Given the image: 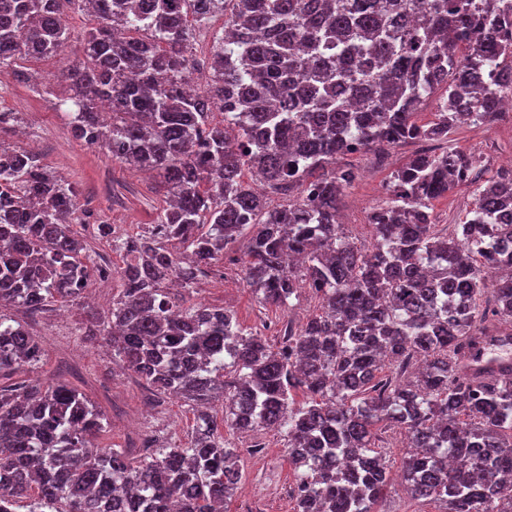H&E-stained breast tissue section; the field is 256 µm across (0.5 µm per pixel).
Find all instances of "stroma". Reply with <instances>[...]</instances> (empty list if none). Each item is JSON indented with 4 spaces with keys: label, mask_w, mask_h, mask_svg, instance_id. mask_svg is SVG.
Here are the masks:
<instances>
[{
    "label": "stroma",
    "mask_w": 512,
    "mask_h": 512,
    "mask_svg": "<svg viewBox=\"0 0 512 512\" xmlns=\"http://www.w3.org/2000/svg\"><path fill=\"white\" fill-rule=\"evenodd\" d=\"M66 24L71 38L63 57L35 61L32 69L36 85L14 80L0 82V109L17 113L19 121L12 129L0 131V143L16 148H36L46 164L66 180L78 183L80 203L89 221L77 225L86 253L94 261L121 266L120 254L108 249L97 232L104 222L117 232L136 233L154 224L163 194L159 179L144 175L113 160L107 151L88 147L75 139L70 126L53 105V93L65 86V69L81 55L80 34L86 24L76 12L68 13ZM450 147L477 159L484 173L492 175L504 167V158L512 155V112L489 124H464L448 135ZM414 143L400 144L385 150L383 164H376L374 153L344 157L345 166L353 168L355 179L337 201L339 218L346 229L365 244L370 240L368 216L372 207L384 197L383 185L390 175L405 165L414 154ZM246 239L231 246L234 262L216 264L201 287L190 289L191 301L233 310L248 331L261 333L266 324L287 318L294 325L305 323L318 311L308 293H301L286 311L272 310L259 304L254 291L242 279L238 261L243 258ZM106 301L95 305L71 302L39 311L8 306L1 313L22 324L43 346L44 359L14 375V382L40 379L61 380L77 388L105 415L113 447L123 449L130 463H139L146 454L136 447L141 432H149L157 442L190 431L196 411L183 399L162 396L128 370L113 355L102 337L81 335L79 327L90 312L104 313L110 300L120 290L118 280L107 282ZM264 444L261 453L242 451L240 466L244 485L259 487V494L235 493L229 512H293L294 501L289 489L294 481L288 465L282 434L265 430L259 434Z\"/></svg>",
    "instance_id": "35a3bbf8"
}]
</instances>
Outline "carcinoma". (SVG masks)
Returning <instances> with one entry per match:
<instances>
[{
  "label": "carcinoma",
  "instance_id": "cac0c4a2",
  "mask_svg": "<svg viewBox=\"0 0 512 512\" xmlns=\"http://www.w3.org/2000/svg\"><path fill=\"white\" fill-rule=\"evenodd\" d=\"M64 6L88 27L58 109L77 140L156 173L164 205L112 237L123 266L95 265L73 229L86 223L78 184L0 148V307L38 311L118 276L87 335L203 411L134 466L101 444L103 414L75 387L9 383L43 349L0 316V512H225L242 473L224 430L271 428L285 433L295 512H375L396 428L411 499L512 512V354L493 350L512 344V223L498 222L512 170L484 178L454 148L415 154L363 247L337 214L355 174L336 166L500 115L512 0H0V77L31 82L27 63L69 40ZM218 14L196 85L197 33ZM247 172L286 202L270 206ZM461 185L475 186L464 221L437 223L432 201ZM245 233L241 273L263 307L304 289L318 300L302 326L280 324L276 348L233 311L167 290L192 288ZM218 403L220 421L206 411Z\"/></svg>",
  "mask_w": 512,
  "mask_h": 512
}]
</instances>
